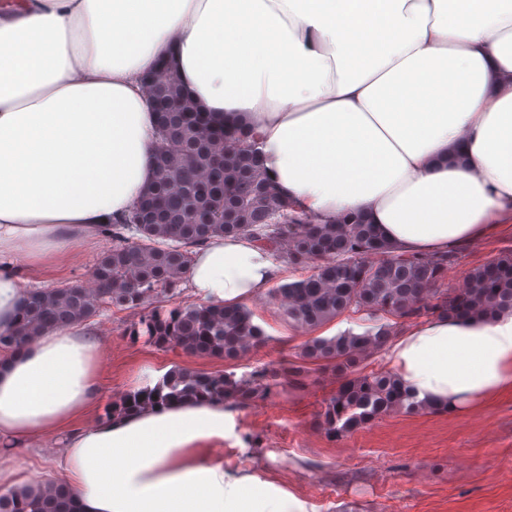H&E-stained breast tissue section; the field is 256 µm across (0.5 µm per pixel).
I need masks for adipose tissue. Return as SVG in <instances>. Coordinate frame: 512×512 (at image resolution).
Here are the masks:
<instances>
[{
	"instance_id": "obj_1",
	"label": "adipose tissue",
	"mask_w": 512,
	"mask_h": 512,
	"mask_svg": "<svg viewBox=\"0 0 512 512\" xmlns=\"http://www.w3.org/2000/svg\"><path fill=\"white\" fill-rule=\"evenodd\" d=\"M172 59L215 121L255 128L267 175L317 221L356 213L405 253L512 224V0H17L0 10V333L30 277L94 248L156 176L143 77ZM277 271L247 238L194 251L206 304L260 296ZM417 399L463 412L512 387V315L428 318L389 353ZM97 332L81 323L0 353V490L11 451L59 435L79 512H303L224 463L223 402L156 405L91 426Z\"/></svg>"
}]
</instances>
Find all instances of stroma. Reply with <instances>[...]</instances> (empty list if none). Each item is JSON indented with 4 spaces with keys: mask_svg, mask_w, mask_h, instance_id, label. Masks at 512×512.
Listing matches in <instances>:
<instances>
[{
    "mask_svg": "<svg viewBox=\"0 0 512 512\" xmlns=\"http://www.w3.org/2000/svg\"><path fill=\"white\" fill-rule=\"evenodd\" d=\"M98 251L46 270L43 287L89 285ZM509 251L512 227L461 248L445 277L448 288H463L472 267ZM247 306L268 342L234 361L133 341L127 332L132 312L101 311L92 320L101 346L100 395L85 424L152 383L155 370L180 366L239 378L266 366L279 371L278 385L268 398L238 409L240 445L224 456L283 486L307 512H512V389L463 413L385 415L334 440L314 420L336 389L335 377L313 364L306 366L304 385L283 375L302 364L299 353L309 333L289 324L269 295Z\"/></svg>",
    "mask_w": 512,
    "mask_h": 512,
    "instance_id": "obj_1",
    "label": "stroma"
}]
</instances>
